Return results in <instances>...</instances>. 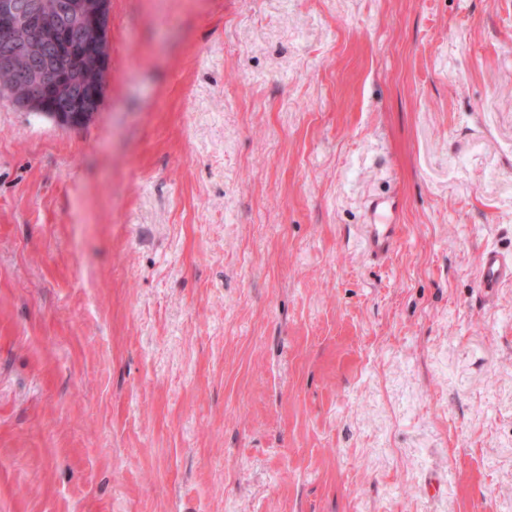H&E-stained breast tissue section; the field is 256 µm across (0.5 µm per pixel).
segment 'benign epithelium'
I'll return each mask as SVG.
<instances>
[{"label": "benign epithelium", "instance_id": "1", "mask_svg": "<svg viewBox=\"0 0 512 512\" xmlns=\"http://www.w3.org/2000/svg\"><path fill=\"white\" fill-rule=\"evenodd\" d=\"M109 17L110 0H61L53 14L45 13L37 0H0V70L17 69L25 52L15 39L21 28L35 32L45 61L27 74L20 87L6 89L8 102L25 112H41L63 128H77L92 119L99 111L110 67ZM81 54L93 57L102 80L89 89L72 86L64 100L46 108L42 97L62 86L67 62Z\"/></svg>", "mask_w": 512, "mask_h": 512}]
</instances>
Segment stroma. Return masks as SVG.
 <instances>
[{
    "label": "stroma",
    "instance_id": "stroma-1",
    "mask_svg": "<svg viewBox=\"0 0 512 512\" xmlns=\"http://www.w3.org/2000/svg\"><path fill=\"white\" fill-rule=\"evenodd\" d=\"M110 17L89 123L0 101V512H512V0ZM397 219L398 205L395 202L377 200L372 203V224H364L365 243L372 257L386 258L394 249L399 240ZM479 288L486 299L512 284V258L496 250L485 251L478 265Z\"/></svg>",
    "mask_w": 512,
    "mask_h": 512
}]
</instances>
